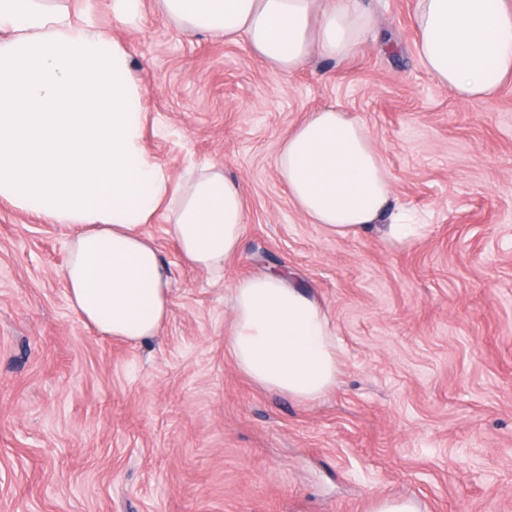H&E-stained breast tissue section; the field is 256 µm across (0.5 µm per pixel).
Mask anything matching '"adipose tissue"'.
<instances>
[{
  "label": "adipose tissue",
  "mask_w": 512,
  "mask_h": 512,
  "mask_svg": "<svg viewBox=\"0 0 512 512\" xmlns=\"http://www.w3.org/2000/svg\"><path fill=\"white\" fill-rule=\"evenodd\" d=\"M184 34L243 40L277 79L313 56L348 58L377 25L363 0H156ZM417 55L462 103L493 100L512 79L506 0H416ZM143 88L126 50L63 0H0V199L74 230L63 276L69 301L99 334L138 343L170 317V276L142 227L164 211L182 258L213 278L242 246L239 185L210 162L172 181L143 144ZM279 177L312 224L347 238L383 223L393 246L427 225L391 209V177L368 127L339 107L308 113L283 141ZM225 345L239 370L300 403L340 373L323 305L278 275L231 291Z\"/></svg>",
  "instance_id": "obj_1"
}]
</instances>
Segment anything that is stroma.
I'll use <instances>...</instances> for the list:
<instances>
[{
	"instance_id": "35a3bbf8",
	"label": "stroma",
	"mask_w": 512,
	"mask_h": 512,
	"mask_svg": "<svg viewBox=\"0 0 512 512\" xmlns=\"http://www.w3.org/2000/svg\"><path fill=\"white\" fill-rule=\"evenodd\" d=\"M416 0H370L387 42L274 80L244 42L185 36L143 0H69L131 56L147 151L173 179L211 161L241 187L246 230L222 279L185 263L163 213L143 231L171 277L170 319L141 343L100 337L63 278L72 230L0 201V512H512V83L458 102L415 55ZM337 105L369 128L392 202L429 226L339 238L276 170L289 130ZM285 267L342 345L336 386L299 404L224 346L230 293ZM421 504L412 497L376 495L370 502V512H422Z\"/></svg>"
}]
</instances>
